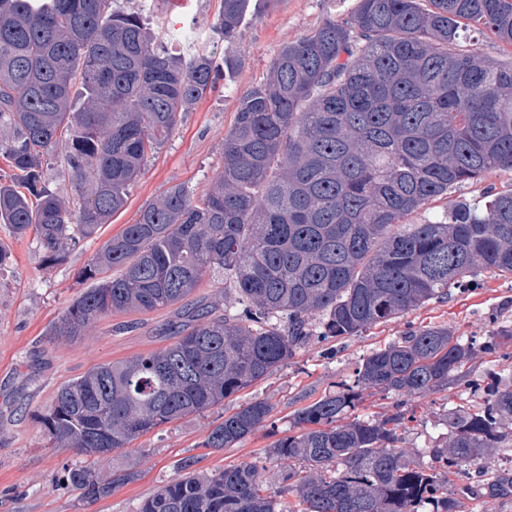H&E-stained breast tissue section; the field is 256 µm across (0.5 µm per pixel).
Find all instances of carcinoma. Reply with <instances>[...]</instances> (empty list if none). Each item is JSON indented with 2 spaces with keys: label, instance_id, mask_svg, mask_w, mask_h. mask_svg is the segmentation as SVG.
Here are the masks:
<instances>
[{
  "label": "carcinoma",
  "instance_id": "cac0c4a2",
  "mask_svg": "<svg viewBox=\"0 0 512 512\" xmlns=\"http://www.w3.org/2000/svg\"><path fill=\"white\" fill-rule=\"evenodd\" d=\"M248 6L221 0L209 42L234 40ZM470 27L511 46L512 0H357L350 19L284 45L266 82L241 98L215 181L200 192L170 187L106 241L84 270L93 286L50 335L74 340L107 313L177 304L207 276L235 292L238 311L201 309L169 345L62 385L40 415L47 445L87 457L127 448L266 379L313 338L358 336L448 298L480 269L512 275L511 187L451 203L438 221L402 223L459 184L512 171V61L464 45ZM222 73L215 51L169 52L118 0H0V154L15 176L0 183V224L15 238L36 230L59 259L125 206L148 156ZM59 158L79 191L72 207L42 184ZM493 347L429 326L372 351L275 441L281 492H297L300 512H461L448 487L473 481L512 422V375L482 409L452 410L449 440L429 465L397 447L414 419L403 404L340 420L367 389L412 400L457 381ZM274 424L273 407L253 400L212 426L202 447L231 448ZM197 463L183 459L181 475L138 512H277L281 492L264 493L262 462L210 474ZM139 479L88 465L66 475L82 502ZM480 485L511 498L512 471Z\"/></svg>",
  "mask_w": 512,
  "mask_h": 512
}]
</instances>
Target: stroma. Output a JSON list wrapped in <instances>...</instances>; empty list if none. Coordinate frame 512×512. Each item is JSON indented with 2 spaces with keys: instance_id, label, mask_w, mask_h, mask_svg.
Returning a JSON list of instances; mask_svg holds the SVG:
<instances>
[{
  "instance_id": "stroma-1",
  "label": "stroma",
  "mask_w": 512,
  "mask_h": 512,
  "mask_svg": "<svg viewBox=\"0 0 512 512\" xmlns=\"http://www.w3.org/2000/svg\"><path fill=\"white\" fill-rule=\"evenodd\" d=\"M128 11H142L152 34L172 37L174 48L204 41V28L192 19L217 13L220 0H119ZM356 0H250L238 37L217 45L224 58L218 88L195 104L161 150L148 157L130 187L122 211L94 235L68 249L64 260L47 264L48 252L36 232L16 238L0 226V248L10 253L0 268V512H137L142 500L178 475L179 459L198 456V471L210 473L243 462L264 460L266 482L278 488V467L268 451L288 430L300 408L335 391L350 379L371 351L401 341L415 328L445 325L462 339L493 338L494 350L470 362L468 382L428 392L413 400L416 419L398 432L399 447L421 463L429 450L447 439V415L460 406H480L498 378L512 372V275L481 271L475 282L432 302L339 342L310 341L286 366L266 380L225 400L201 416L166 424L129 447L96 458L98 472L130 467L140 480L93 503L78 501L65 483L68 468L85 464L74 448L48 447L37 419L62 385L94 365L120 361L168 345L166 324L175 308L147 313L102 316L86 336L53 338L51 324L83 290L81 271L91 257L146 205L183 183L203 190L222 170L224 135L234 124L244 93L260 85L280 49L329 19H348ZM263 399L274 408L275 428L263 427L234 447L218 452L203 448L210 428L238 405Z\"/></svg>"
}]
</instances>
